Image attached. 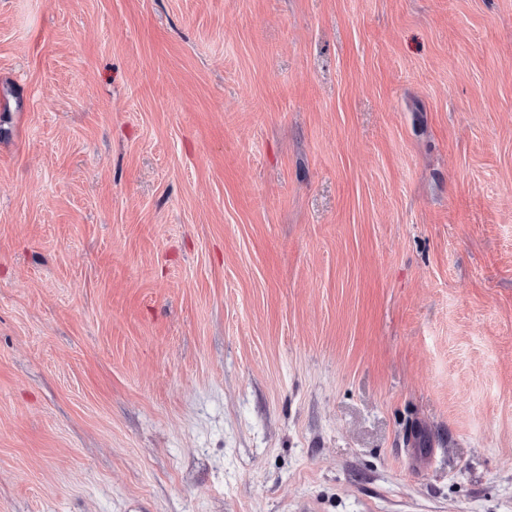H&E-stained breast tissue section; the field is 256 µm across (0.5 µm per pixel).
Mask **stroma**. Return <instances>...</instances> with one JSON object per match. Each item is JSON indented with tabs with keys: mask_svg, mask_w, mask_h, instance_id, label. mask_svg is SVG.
Listing matches in <instances>:
<instances>
[{
	"mask_svg": "<svg viewBox=\"0 0 512 512\" xmlns=\"http://www.w3.org/2000/svg\"><path fill=\"white\" fill-rule=\"evenodd\" d=\"M0 512H512V0H0Z\"/></svg>",
	"mask_w": 512,
	"mask_h": 512,
	"instance_id": "stroma-1",
	"label": "stroma"
}]
</instances>
